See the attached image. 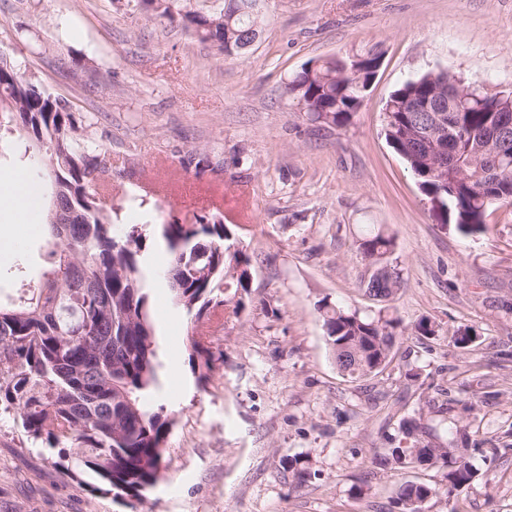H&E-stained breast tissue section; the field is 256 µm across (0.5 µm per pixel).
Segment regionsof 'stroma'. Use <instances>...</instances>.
Listing matches in <instances>:
<instances>
[{
    "label": "stroma",
    "instance_id": "stroma-1",
    "mask_svg": "<svg viewBox=\"0 0 512 512\" xmlns=\"http://www.w3.org/2000/svg\"><path fill=\"white\" fill-rule=\"evenodd\" d=\"M262 15L252 48L227 56L180 23L147 19L135 0H0V51L90 125L114 231L143 226V254L161 266L163 224L216 213L251 257L235 312L205 324L198 358L189 316L151 281L164 367L150 404L174 424L163 477L143 499L82 490L5 415L0 512H400L401 484L445 472L379 464L405 417L444 441L456 427L479 470L424 512H512V207L463 236L438 221L384 136L385 103L406 80L447 70L512 92V0H265ZM372 45L382 64L347 127L307 120L284 95L302 68ZM28 147L0 136V168L28 171L31 201L0 269L23 256L36 281L48 191ZM377 230L402 271L382 302L365 292L372 268L359 247ZM326 302L400 319L382 374L338 370ZM423 319L435 335L416 332ZM463 331L474 338L465 348Z\"/></svg>",
    "mask_w": 512,
    "mask_h": 512
}]
</instances>
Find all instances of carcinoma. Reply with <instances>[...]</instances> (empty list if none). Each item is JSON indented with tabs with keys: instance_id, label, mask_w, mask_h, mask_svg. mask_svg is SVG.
I'll return each instance as SVG.
<instances>
[{
	"instance_id": "carcinoma-1",
	"label": "carcinoma",
	"mask_w": 512,
	"mask_h": 512,
	"mask_svg": "<svg viewBox=\"0 0 512 512\" xmlns=\"http://www.w3.org/2000/svg\"><path fill=\"white\" fill-rule=\"evenodd\" d=\"M149 17L173 22L201 42L232 55L259 36L260 0H224L220 13L198 14L191 0H139ZM348 56L319 63L314 79L307 70L288 80L290 99L304 102L313 122L347 127L366 97L370 72L362 67L351 78L342 76ZM442 71L431 81L409 79L390 95L385 113L387 143L405 160L422 193L440 201L439 215L465 236L488 229L496 205L512 206V135L486 138L488 125L501 117L496 96L475 82H463L460 99L444 98L450 115L462 118L448 139V164L443 168L418 142L415 108L439 88ZM26 136L38 150L40 171L50 182V204L44 235L50 269L34 286L0 301V413L20 423L27 438L58 451L62 473L92 494L142 500L163 472L167 436L172 425L164 406L156 409L145 398L160 386L162 364L150 317V279L140 255L145 236L133 225L113 233L102 206L109 190L100 177L105 163L91 138L79 133L67 105L24 76L0 55V131ZM169 261L163 279L175 304L191 315L188 341L193 352H204L196 323L210 318L214 290L245 289L231 275L250 264L242 248L230 252L224 221L200 216L195 224L162 227ZM373 265L390 268L392 277L375 286L393 294L401 270L389 261L393 239L382 232L360 243ZM323 326L330 344L351 341L360 352L349 355L338 369L351 379L377 375L392 360L400 320L383 311L375 316L328 307ZM380 461L397 470L432 466L448 470L441 483L406 482L398 491L403 512H422L419 501L440 494L458 495L478 476L467 449L443 443L413 457L397 444ZM95 482L87 483L83 474Z\"/></svg>"
}]
</instances>
